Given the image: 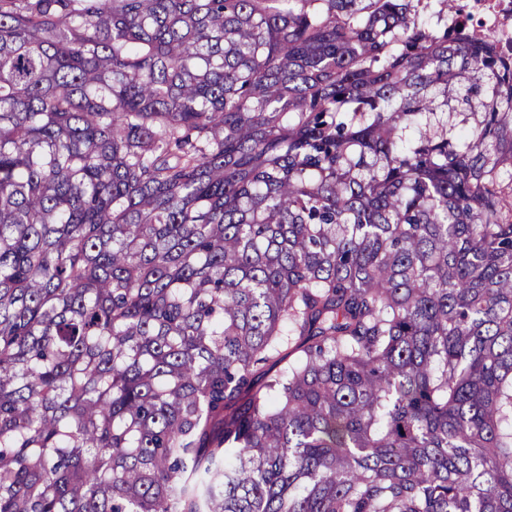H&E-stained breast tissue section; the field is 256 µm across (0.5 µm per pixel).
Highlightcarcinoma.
<instances>
[{
  "label": "carcinoma",
  "mask_w": 512,
  "mask_h": 512,
  "mask_svg": "<svg viewBox=\"0 0 512 512\" xmlns=\"http://www.w3.org/2000/svg\"><path fill=\"white\" fill-rule=\"evenodd\" d=\"M419 2L0 0V512H512V62ZM464 92L457 89H448V112L440 114L438 111L437 116L426 114L420 121L419 129H429L435 131L437 129V122L440 119L441 123L448 124V134L460 135V133L471 126H473L480 119V112L475 101L473 105L462 103ZM459 101V102H458ZM451 111V112H449Z\"/></svg>",
  "instance_id": "obj_1"
}]
</instances>
